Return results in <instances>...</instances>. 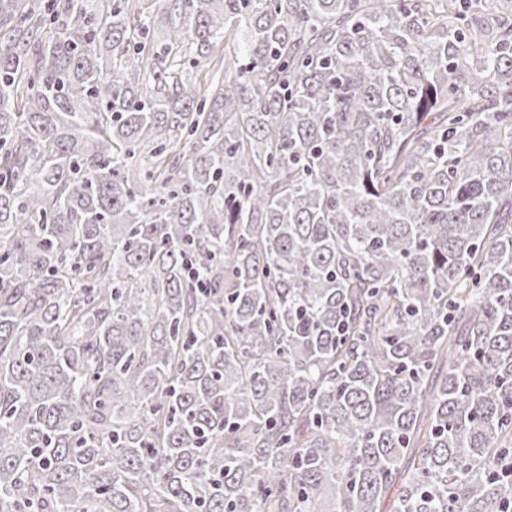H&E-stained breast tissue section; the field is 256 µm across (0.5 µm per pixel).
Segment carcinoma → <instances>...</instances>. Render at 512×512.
Wrapping results in <instances>:
<instances>
[{
    "label": "carcinoma",
    "mask_w": 512,
    "mask_h": 512,
    "mask_svg": "<svg viewBox=\"0 0 512 512\" xmlns=\"http://www.w3.org/2000/svg\"><path fill=\"white\" fill-rule=\"evenodd\" d=\"M146 2L0 0V512H512V12Z\"/></svg>",
    "instance_id": "cac0c4a2"
}]
</instances>
